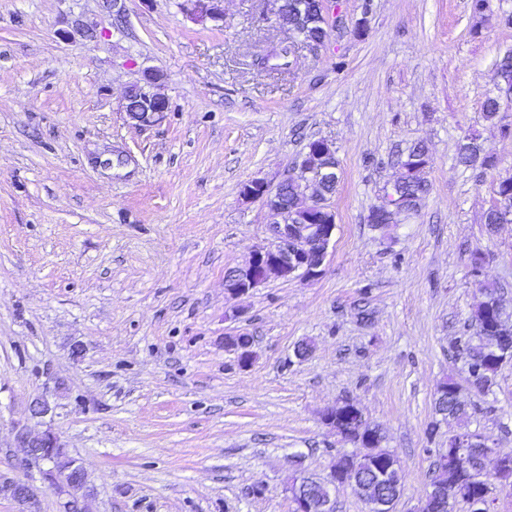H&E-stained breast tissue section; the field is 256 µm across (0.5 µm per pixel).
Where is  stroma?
<instances>
[{
	"mask_svg": "<svg viewBox=\"0 0 512 512\" xmlns=\"http://www.w3.org/2000/svg\"><path fill=\"white\" fill-rule=\"evenodd\" d=\"M489 3L339 0L342 26L316 46L271 0H224L220 25L188 0H0V473L32 482L40 512L60 498L11 442L41 395L89 512H292L296 470L325 472L343 445L321 413L346 398L400 462L396 512H415L449 436L476 429L512 454V363L489 397L464 394L492 413L465 426L433 410L437 384L464 378L451 344L484 286H505L512 312V224L485 222L512 178V109L504 132L483 108L512 0ZM279 45L289 66L257 72ZM147 69L171 110L139 126L123 96ZM472 132L490 169L456 162ZM317 139L339 161L321 277L229 299L226 271L273 222L243 184L278 182ZM419 144L427 196L372 229ZM231 330L256 339L248 367Z\"/></svg>",
	"mask_w": 512,
	"mask_h": 512,
	"instance_id": "stroma-1",
	"label": "stroma"
}]
</instances>
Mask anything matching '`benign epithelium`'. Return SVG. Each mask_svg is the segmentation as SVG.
<instances>
[{"instance_id":"benign-epithelium-1","label":"benign epithelium","mask_w":512,"mask_h":512,"mask_svg":"<svg viewBox=\"0 0 512 512\" xmlns=\"http://www.w3.org/2000/svg\"><path fill=\"white\" fill-rule=\"evenodd\" d=\"M192 5L191 15L198 22L207 20L224 22L222 0H189ZM162 75L149 72L142 81L132 85L125 96V101L135 99L136 111L128 113L129 119L142 126L159 123L169 111V99L159 92ZM336 178V167L331 165L315 166L308 162L303 154L294 163L289 174L272 184L264 179H255L245 183L241 195L251 201L261 202L278 218L269 225L271 241L268 245L255 249L247 264L233 268L224 276L225 288L234 298L243 297L262 286L269 275L274 274L284 280L298 278L317 279L322 274V265L331 240L335 225L333 224H290L288 223V206L284 204V194L288 184L308 182L320 185ZM252 341L244 334H227L224 336V348L237 353L241 366L247 367L253 361ZM14 447L21 449L25 462H37L43 465L41 470L44 481H53L61 495L60 512H78L84 491V469L79 462L64 474L49 477V463L45 449L57 445L59 436L48 427L38 431L26 424L13 428ZM448 447L453 449V461L457 468L464 470L470 482L490 494L492 490L505 488L512 480L508 470L507 458L496 451L482 438L450 437ZM495 457L493 470L485 469V460ZM383 465L373 479L358 480L354 473L358 468L339 469L336 459H331L329 472L325 476L310 475L303 471L296 474L286 491L290 494L293 512H336V489L351 487L362 493L367 512H393L392 505L402 494L400 483L393 484L395 493L392 497H382L375 486L386 479L400 474L396 455L390 454L373 461V465ZM17 500L24 499L35 503L32 498V486L20 480L3 478ZM421 512H446L448 510V487L437 480H429L421 504Z\"/></svg>"}]
</instances>
